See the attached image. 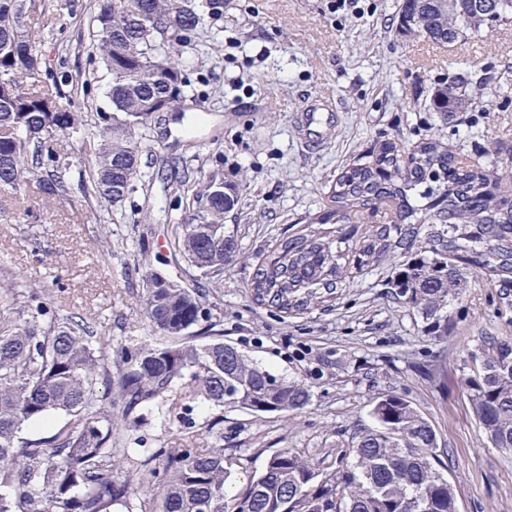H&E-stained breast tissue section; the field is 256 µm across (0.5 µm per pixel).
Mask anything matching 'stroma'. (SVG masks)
I'll return each mask as SVG.
<instances>
[{"mask_svg":"<svg viewBox=\"0 0 512 512\" xmlns=\"http://www.w3.org/2000/svg\"><path fill=\"white\" fill-rule=\"evenodd\" d=\"M399 3L224 0L223 17L182 50L190 108L134 135L143 172L134 193L110 205L76 189L54 204L33 184L0 188V280L45 288L56 319L95 323L115 355L152 335L147 273L209 287L212 317L196 335L219 333L272 373L312 387L310 405L294 414L180 400L169 419L152 416L138 428L140 448H223L230 493L283 448L331 471L350 455L354 431L372 425V401L394 393L433 425L458 512H512V454L492 447L464 390L473 355L512 331V285L473 268L474 284L448 305L452 329L442 340L423 335L389 284L387 260L348 269L338 287L318 289L298 310L252 298L256 268L280 240L311 231L306 215L327 205L337 175L370 145L401 136L416 142L435 126L452 150L471 155L505 142L500 159L512 163V23H486L442 47L400 30ZM98 8L99 0H27L30 38L64 77L61 104L108 113L105 83L86 94L75 89L78 75L95 67L88 23ZM474 70L489 80L485 107L463 121L428 111L437 87ZM325 98L339 104L336 131L312 151L296 138L291 115ZM177 177L196 189L221 179L238 197L224 229L239 254L217 284L172 246L175 226L189 216L187 197L171 186ZM105 237L108 254L99 247Z\"/></svg>","mask_w":512,"mask_h":512,"instance_id":"stroma-1","label":"stroma"}]
</instances>
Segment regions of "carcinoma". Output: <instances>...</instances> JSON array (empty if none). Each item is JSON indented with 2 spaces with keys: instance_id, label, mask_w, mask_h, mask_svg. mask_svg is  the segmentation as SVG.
<instances>
[{
  "instance_id": "carcinoma-1",
  "label": "carcinoma",
  "mask_w": 512,
  "mask_h": 512,
  "mask_svg": "<svg viewBox=\"0 0 512 512\" xmlns=\"http://www.w3.org/2000/svg\"><path fill=\"white\" fill-rule=\"evenodd\" d=\"M224 0H102L90 20L93 51L110 76L114 114L65 108L41 72L26 23V0H0V186L37 184L54 200L70 190L62 139L98 129L88 144V193L123 201L140 174L135 130L167 105L185 99L187 78L179 55ZM496 16L512 20V0H402L403 32L451 46ZM31 84H25L26 80ZM471 98L443 85L430 101L434 112H461ZM217 182L190 197L191 225L176 227L173 247L213 278L237 256L233 236L217 239L205 228L223 225L233 206L213 194ZM333 208L310 215L311 224H368L362 245L343 252L317 233L287 237L256 270V301L297 309L315 288H334L345 264L396 261L391 287L417 313L426 336H448V301L468 285L469 267L512 278V164L448 152L432 132L411 144H376L346 166L331 186ZM429 224L420 238L415 225ZM399 233L392 238V232ZM493 252L495 263L484 262ZM145 312L164 343L141 341L121 350L117 377L95 325L59 322L52 296L34 287L0 285V512H457L453 486L439 471L433 426L408 399L384 394L372 404L374 425L352 437V460L330 472L290 448L275 452L265 470L227 494L224 449L114 448L115 432L136 430L147 413L170 414V393L185 381L184 398L233 404L255 414L294 412L311 399L302 380L280 378L224 340L197 344L190 329L207 319L200 288L145 279ZM237 391L224 395V384ZM474 415L495 448L512 451V337L492 341L465 380ZM54 414L65 422L47 436L21 437Z\"/></svg>"
}]
</instances>
